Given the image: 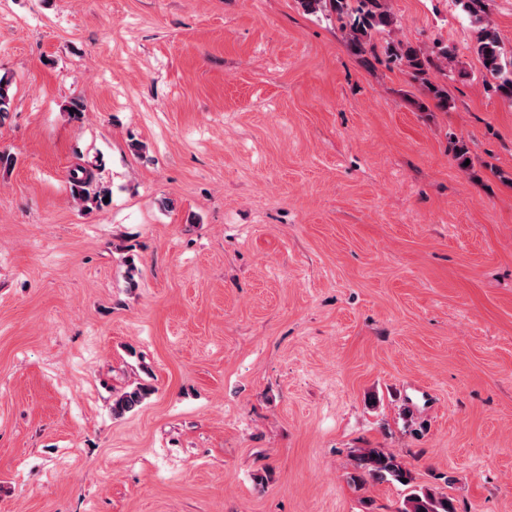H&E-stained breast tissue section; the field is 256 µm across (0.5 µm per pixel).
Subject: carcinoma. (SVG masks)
<instances>
[{"label": "carcinoma", "instance_id": "carcinoma-1", "mask_svg": "<svg viewBox=\"0 0 512 512\" xmlns=\"http://www.w3.org/2000/svg\"><path fill=\"white\" fill-rule=\"evenodd\" d=\"M303 11L314 14L328 7L336 13L338 19L355 15L350 27L349 45L352 51L362 58L365 65H371L368 56L375 55L372 34L380 27H392L395 19L390 12L388 0H297ZM462 9L478 24L474 51L481 59L485 70L497 80L496 90L507 100H512V61L508 62L502 53L500 40L496 32L484 23L487 0H457ZM391 60L405 68L415 80L425 84L441 109L448 108L447 90L430 80L431 74L446 73L448 64L453 62L454 54L448 48L424 52L401 41L391 42L386 47ZM13 78L0 75V117L9 112ZM97 166L92 163L78 165L69 173L72 196L86 209L106 207L104 198L111 196L108 187L98 183ZM152 393V387L136 383L112 400V415L122 416L134 411ZM354 472L350 476L353 484L371 478L379 481L401 482L405 478L412 481L411 472L390 452L381 448H361L354 457ZM400 512H454L450 500L438 497L430 490L420 487L413 489L404 501Z\"/></svg>", "mask_w": 512, "mask_h": 512}]
</instances>
